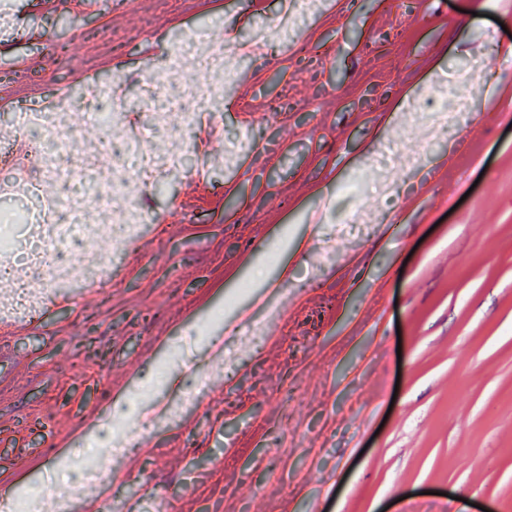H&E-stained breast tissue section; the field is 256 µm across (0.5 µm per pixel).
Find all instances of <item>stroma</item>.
<instances>
[{"mask_svg": "<svg viewBox=\"0 0 512 512\" xmlns=\"http://www.w3.org/2000/svg\"><path fill=\"white\" fill-rule=\"evenodd\" d=\"M283 0H127L80 16L0 0V16L37 29L0 41V75L31 59L52 108L58 86L98 79L183 85L167 49L214 28L227 44L277 18ZM148 34L129 40V33ZM512 0H315L269 59L206 75L233 138L183 212L142 194L153 221L96 286H60L39 322L0 311V495L40 497L71 473L82 441H122L134 415L170 402L143 448L119 459L138 473L136 512L173 497L181 512H415L433 493L464 512H512ZM481 57L471 113L430 141L422 111L440 81ZM391 203L398 223L352 232L324 224L300 250L324 202ZM282 283L249 331L196 390L188 365L226 324ZM129 405L110 430L101 409ZM30 459L24 468L22 459Z\"/></svg>", "mask_w": 512, "mask_h": 512, "instance_id": "stroma-1", "label": "stroma"}]
</instances>
